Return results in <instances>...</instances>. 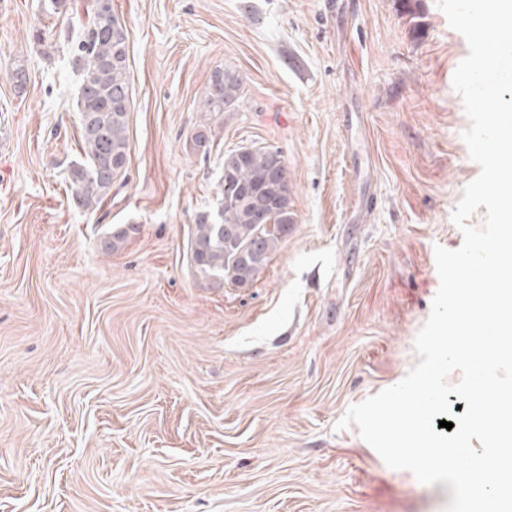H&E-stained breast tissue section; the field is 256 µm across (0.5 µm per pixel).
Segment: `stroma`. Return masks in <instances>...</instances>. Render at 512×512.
I'll return each mask as SVG.
<instances>
[{"label":"stroma","instance_id":"obj_1","mask_svg":"<svg viewBox=\"0 0 512 512\" xmlns=\"http://www.w3.org/2000/svg\"><path fill=\"white\" fill-rule=\"evenodd\" d=\"M40 2L0 0V512H445L446 484L336 427L417 363L480 172L452 84L468 46L436 0H112L130 162L93 212L67 180L65 42L91 0ZM219 67L244 96L208 121ZM246 146L282 154L296 222L252 286H216L190 233Z\"/></svg>","mask_w":512,"mask_h":512}]
</instances>
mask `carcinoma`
I'll return each instance as SVG.
<instances>
[{
  "instance_id": "carcinoma-1",
  "label": "carcinoma",
  "mask_w": 512,
  "mask_h": 512,
  "mask_svg": "<svg viewBox=\"0 0 512 512\" xmlns=\"http://www.w3.org/2000/svg\"><path fill=\"white\" fill-rule=\"evenodd\" d=\"M66 40L71 43L68 63L78 77V147L85 156L70 170L68 181L78 206L95 210L106 202L114 181L126 176L121 163L130 158L127 30L112 0H92L88 21ZM227 72L216 68L211 74L200 102L207 116L229 111L243 98L242 80L224 79ZM270 156L266 147L247 160L237 149L224 155V175L216 184L218 217L199 214L191 236L192 260L203 278L234 286L252 283L295 223L290 199L270 174ZM247 187L261 190L267 202L269 227L260 237L254 212L236 203Z\"/></svg>"
}]
</instances>
